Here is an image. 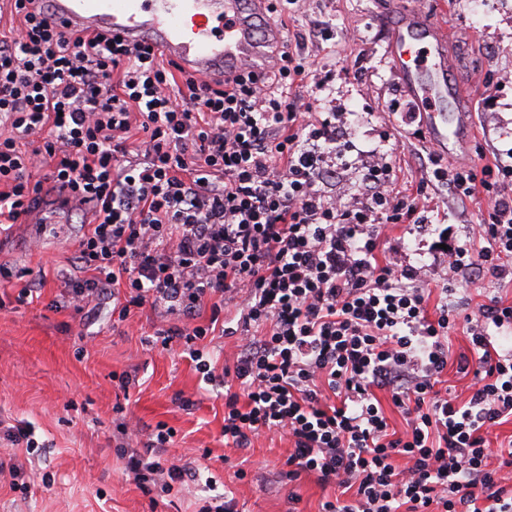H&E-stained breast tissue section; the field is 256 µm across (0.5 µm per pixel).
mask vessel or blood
<instances>
[{
    "label": "vessel or blood",
    "instance_id": "b4317fda",
    "mask_svg": "<svg viewBox=\"0 0 512 512\" xmlns=\"http://www.w3.org/2000/svg\"><path fill=\"white\" fill-rule=\"evenodd\" d=\"M43 6L60 32L141 41L184 73L212 79L261 75L277 61L283 44L265 0H44ZM387 26L388 54L406 95L433 134L436 149L455 155L469 119L458 106L465 87L455 80L448 57L449 25L395 0Z\"/></svg>",
    "mask_w": 512,
    "mask_h": 512
}]
</instances>
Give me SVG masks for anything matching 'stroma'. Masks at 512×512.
<instances>
[{
    "label": "stroma",
    "mask_w": 512,
    "mask_h": 512,
    "mask_svg": "<svg viewBox=\"0 0 512 512\" xmlns=\"http://www.w3.org/2000/svg\"><path fill=\"white\" fill-rule=\"evenodd\" d=\"M389 2L302 0L290 24L299 35L294 48L328 75L332 108L345 115L333 179L355 194L389 145L405 146L395 169L399 187L417 184L428 163L429 132L385 52ZM424 8L453 31L448 54L472 117L461 158L441 164L481 165L512 149V0H426ZM430 194L421 223L390 229L383 249L398 268L424 264L438 281L445 247L485 221L490 201L458 204L444 185ZM43 209L45 223L16 224L0 237V417L31 424L45 444L29 455L0 439V452L12 454L29 484L24 494L0 482V512H200L228 488L239 512H289L292 493L301 498L299 512H319L334 490L312 476L287 482L284 433L268 432L244 452L225 447L224 392L203 380L180 346L149 344L164 322L159 313L135 308L118 323L108 305L91 321L62 307L66 280L80 274L73 242L85 227L57 196ZM27 285L37 296L19 301ZM123 372L136 380L126 391L116 381ZM181 395L190 406H179ZM125 414L174 428L171 454L207 468L209 481L170 496L143 493L117 454L123 439L116 425ZM241 466L248 472L242 480L235 476Z\"/></svg>",
    "instance_id": "35a3bbf8"
}]
</instances>
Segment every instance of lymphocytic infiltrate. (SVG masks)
<instances>
[{
  "mask_svg": "<svg viewBox=\"0 0 512 512\" xmlns=\"http://www.w3.org/2000/svg\"><path fill=\"white\" fill-rule=\"evenodd\" d=\"M4 14L19 25L0 38V234L46 192L72 199L84 275L68 280L65 307L108 294L119 320L146 306L172 316L156 340L180 342L204 378L221 380L225 444L244 451L285 431L288 480L312 474L339 490L320 512H512V439L488 438L512 417V349L496 345L512 303L494 296L460 319L448 307L454 278L435 293L425 267L380 259L387 229L417 221L429 181L400 191L383 158L359 201L326 196L341 115L309 119L300 90L315 98L325 82L304 56L284 48L262 79L212 87L149 45L62 34L36 0H0ZM432 180L462 203L494 195L447 270L511 276L512 198L493 189L512 186V151L435 168ZM459 326L474 355L463 402L443 384ZM217 331L239 342L220 371L196 346ZM381 391L405 431L391 430ZM119 430L148 436L122 453L144 493L196 480L166 456L172 428L128 418Z\"/></svg>",
  "mask_w": 512,
  "mask_h": 512,
  "instance_id": "obj_1",
  "label": "lymphocytic infiltrate"
}]
</instances>
